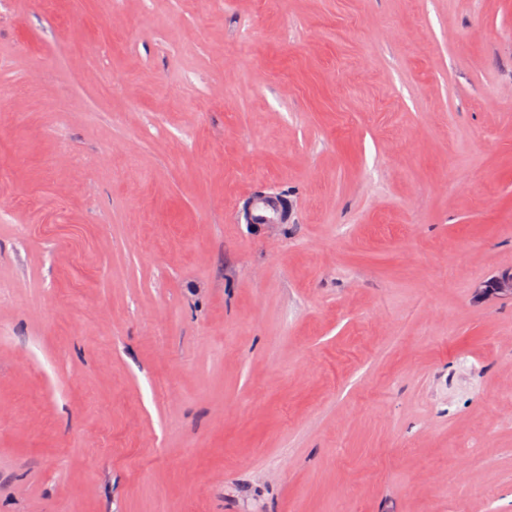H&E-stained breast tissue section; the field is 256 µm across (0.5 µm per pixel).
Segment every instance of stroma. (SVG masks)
Here are the masks:
<instances>
[{"label": "stroma", "instance_id": "35a3bbf8", "mask_svg": "<svg viewBox=\"0 0 512 512\" xmlns=\"http://www.w3.org/2000/svg\"><path fill=\"white\" fill-rule=\"evenodd\" d=\"M112 2L0 0V512H512V0ZM482 294L487 297L512 299V269H504L483 282Z\"/></svg>", "mask_w": 512, "mask_h": 512}]
</instances>
